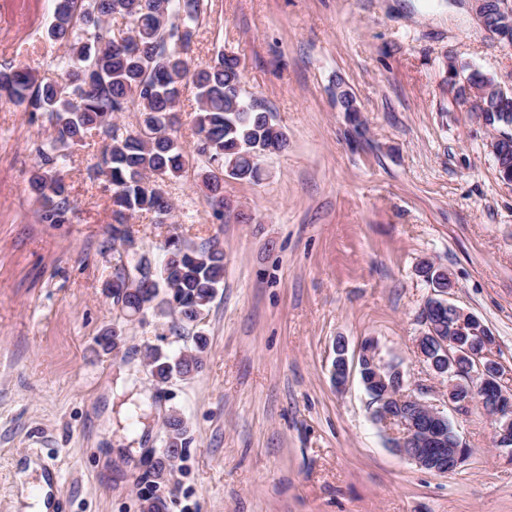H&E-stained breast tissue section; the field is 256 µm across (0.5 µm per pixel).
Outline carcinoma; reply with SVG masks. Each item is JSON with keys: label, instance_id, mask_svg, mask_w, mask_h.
Masks as SVG:
<instances>
[{"label": "carcinoma", "instance_id": "1", "mask_svg": "<svg viewBox=\"0 0 512 512\" xmlns=\"http://www.w3.org/2000/svg\"><path fill=\"white\" fill-rule=\"evenodd\" d=\"M203 0H55L50 39L66 48L56 64L57 77L44 80L29 66L0 68V99L25 112H41L53 127L48 148L39 149L41 163L29 177V187L43 220H67L71 209L63 167L70 150L91 132L103 137L95 174L112 189V240L132 244L128 221L139 212L171 217L173 204L160 183L182 176L202 163L198 176L208 203L224 217V176L256 182L255 158L280 153L288 136L264 99L245 95L237 56L218 52L204 67L192 66L188 51ZM129 21L131 34L115 45L110 21ZM485 89L487 97L469 111L486 113L485 124H512V96H498L496 83L478 70L465 83L448 82L453 100L466 102L464 84ZM195 90L192 123L197 135L188 151L178 139L179 105L187 87ZM134 110L138 126L127 130L117 114ZM157 266L133 253L112 278V297L128 316L150 310L156 317L175 316L197 325L224 283V252L214 245L194 246L175 235L163 247ZM207 347L203 334L194 347L175 357L148 345L145 358L158 384L187 377L202 365ZM165 437L156 480L165 479L164 464H173L185 447L184 418L171 413L164 421Z\"/></svg>", "mask_w": 512, "mask_h": 512}]
</instances>
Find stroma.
I'll return each instance as SVG.
<instances>
[{"label": "stroma", "mask_w": 512, "mask_h": 512, "mask_svg": "<svg viewBox=\"0 0 512 512\" xmlns=\"http://www.w3.org/2000/svg\"><path fill=\"white\" fill-rule=\"evenodd\" d=\"M52 0H0V64L55 77ZM236 55L243 87L288 135L257 160L259 182L224 180L216 218L196 170L162 185L164 224L130 221L138 252L164 258L170 231L224 252V286L199 327L126 316L105 283L128 260L112 242L110 193L90 168L100 137L65 168L73 210L42 220L28 187L52 130L0 99V512L21 482L59 481L47 512H512V450L478 403H448V381L416 353L432 286L491 331L512 394V185L488 144L493 127L454 109L448 66L512 89V48L473 0H205L189 55ZM356 100L344 112L337 90ZM122 336L119 354L96 342ZM208 347L199 372L155 385L143 351ZM365 339L400 362L412 395L436 404L471 454L439 475L397 456L359 378L332 380L334 346ZM187 444L156 482L162 424ZM115 449L103 461V449Z\"/></svg>", "instance_id": "obj_1"}]
</instances>
